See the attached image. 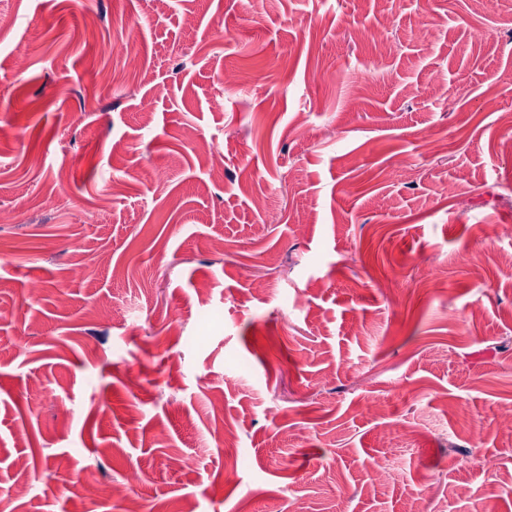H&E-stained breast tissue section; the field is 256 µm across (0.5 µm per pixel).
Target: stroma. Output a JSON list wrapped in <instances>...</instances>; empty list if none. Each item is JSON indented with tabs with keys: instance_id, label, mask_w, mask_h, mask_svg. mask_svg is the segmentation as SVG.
<instances>
[{
	"instance_id": "obj_1",
	"label": "stroma",
	"mask_w": 512,
	"mask_h": 512,
	"mask_svg": "<svg viewBox=\"0 0 512 512\" xmlns=\"http://www.w3.org/2000/svg\"><path fill=\"white\" fill-rule=\"evenodd\" d=\"M0 13V512H512V0ZM137 480L138 477L133 476L121 485H97L93 487L92 493L98 498H123L129 504L126 512H142L138 499L133 497Z\"/></svg>"
}]
</instances>
